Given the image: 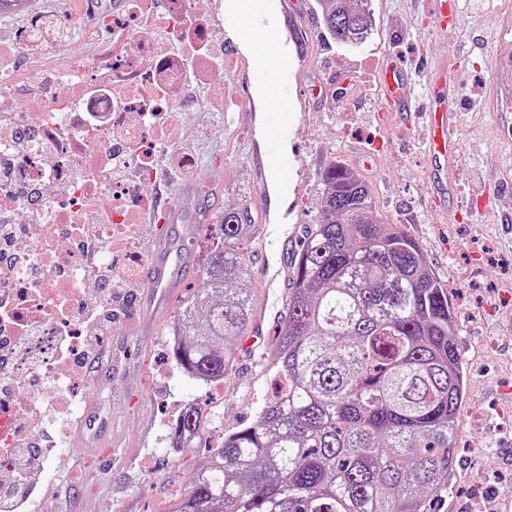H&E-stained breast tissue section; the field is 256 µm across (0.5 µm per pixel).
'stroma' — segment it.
Here are the masks:
<instances>
[{
    "label": "stroma",
    "instance_id": "obj_1",
    "mask_svg": "<svg viewBox=\"0 0 512 512\" xmlns=\"http://www.w3.org/2000/svg\"><path fill=\"white\" fill-rule=\"evenodd\" d=\"M461 27L435 29L422 14L427 0H369L378 27L371 42L338 46L327 35L318 0H259L257 19L276 23L293 66L282 76L295 98V118L281 155L293 159L288 194L263 188L258 141L266 88L251 80V54L224 34V89L235 111L198 136L208 91L186 114L190 150L201 162L203 190L190 194L167 236L146 224V254L181 248L182 273L161 293L140 284L120 300L105 335L111 364L80 369L81 388L70 415L78 419L63 457L29 479L31 495L15 512L44 503L47 512H170L192 474L225 434L250 424L275 393L271 354L288 317L291 260L297 238L268 239L269 222L314 223L321 180L341 162L367 181L385 222L418 242L448 290L467 394L456 421L457 460L447 491L431 496L424 512H500L512 501V0H458ZM408 70L416 94L441 102L416 60L426 56L462 70L455 95L463 130L464 181L458 200L435 205L423 126L399 120L380 125L379 75L385 54ZM374 151L372 167L361 155ZM247 212L251 226L239 253L254 307L246 333L233 346L224 392L194 381L172 358L170 331L202 273L199 243L213 237L224 209ZM207 412L200 442L173 451L167 443L184 402Z\"/></svg>",
    "mask_w": 512,
    "mask_h": 512
}]
</instances>
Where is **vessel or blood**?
<instances>
[{
  "label": "vessel or blood",
  "mask_w": 512,
  "mask_h": 512,
  "mask_svg": "<svg viewBox=\"0 0 512 512\" xmlns=\"http://www.w3.org/2000/svg\"><path fill=\"white\" fill-rule=\"evenodd\" d=\"M428 14L436 28L444 29L460 23L457 7L450 0H430ZM381 110L379 121H388L393 113H400L407 121H414L420 115V106L413 96L398 59L387 58L380 75ZM270 107L265 114L262 127L263 137L269 148H277L288 133L292 118L293 99L287 88L271 91ZM458 103L449 99L446 107L434 109L428 114L426 125L427 150L439 165L434 172L438 184L449 192H456L462 174L459 169L462 130L458 123ZM182 269V255L164 251L154 255L149 262L151 288L174 287Z\"/></svg>",
  "instance_id": "vessel-or-blood-1"
}]
</instances>
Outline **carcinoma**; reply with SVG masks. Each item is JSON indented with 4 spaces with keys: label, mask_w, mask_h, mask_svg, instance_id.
<instances>
[{
    "label": "carcinoma",
    "mask_w": 512,
    "mask_h": 512,
    "mask_svg": "<svg viewBox=\"0 0 512 512\" xmlns=\"http://www.w3.org/2000/svg\"><path fill=\"white\" fill-rule=\"evenodd\" d=\"M329 36L366 42L375 18L351 0H319ZM246 217L224 210V247L186 300L173 358L205 385L224 377L252 295L237 244ZM447 288L418 243L384 222L367 182L337 162L319 216L299 241L288 319L271 364L285 398L224 436L172 512H421L448 489L467 382ZM202 408L174 433L199 435Z\"/></svg>",
    "instance_id": "carcinoma-1"
}]
</instances>
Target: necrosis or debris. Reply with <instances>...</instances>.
Instances as JSON below:
<instances>
[{"label": "necrosis or debris", "instance_id": "obj_1", "mask_svg": "<svg viewBox=\"0 0 512 512\" xmlns=\"http://www.w3.org/2000/svg\"><path fill=\"white\" fill-rule=\"evenodd\" d=\"M12 8L26 14L27 24L0 41V114L12 115L10 127L0 129V159L13 160L9 182H0V212L19 206L20 187L27 188L30 207L45 196L56 199L52 223L29 229L43 274L17 268L0 243V291L9 293L12 308L39 319L34 333L23 336L0 314V343L18 339L25 347L12 367L35 377L23 394L0 383V473L20 497L27 485L12 455L25 435L20 415L43 403L45 388L78 389L76 365L57 355L65 347L83 349L85 292L98 290L103 310L112 307L111 289L93 278L90 266L112 260L138 273L143 258L117 248V238L139 235L161 203L158 184L169 168L201 178L197 157L180 150L173 133L183 114L197 108L184 95L187 86L224 79L216 61L224 3L122 0L91 14L85 0H61L53 13L37 0H14ZM16 139L28 143L17 158ZM120 166L133 169L134 178H114ZM81 218L97 224L101 253L87 252L73 232Z\"/></svg>", "mask_w": 512, "mask_h": 512}]
</instances>
